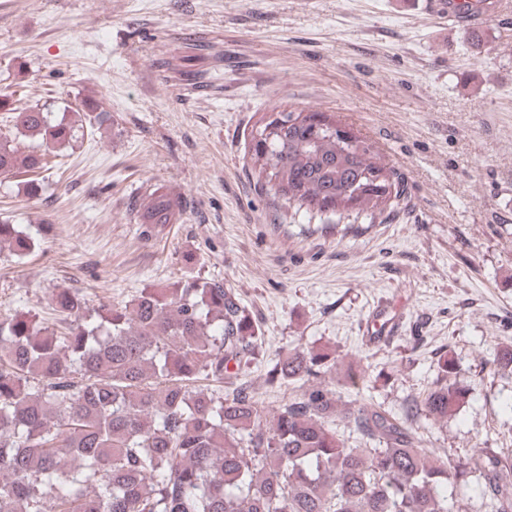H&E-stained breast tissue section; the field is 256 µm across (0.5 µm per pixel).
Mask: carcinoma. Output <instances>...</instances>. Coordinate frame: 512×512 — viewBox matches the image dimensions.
<instances>
[{
    "label": "carcinoma",
    "mask_w": 512,
    "mask_h": 512,
    "mask_svg": "<svg viewBox=\"0 0 512 512\" xmlns=\"http://www.w3.org/2000/svg\"><path fill=\"white\" fill-rule=\"evenodd\" d=\"M0 111L24 137L65 147L78 128L0 92ZM263 117L269 150L251 145L257 182L289 211L323 224L371 223L406 208L403 179L360 137L348 143L322 112ZM47 158L0 136V176L40 187ZM141 224H169L179 198L156 188ZM22 258L37 240L0 220V245ZM59 334L28 313L0 320V512H451L439 487L484 474L481 494L512 502V457L482 448L454 467L422 446L424 414L454 415L469 389L438 383L398 413L365 401L338 406L337 387L367 371L338 369L336 351L294 345L265 371L277 408L243 379L262 356L261 326L237 291L196 277L146 288L93 319L84 297L55 292ZM355 435L349 440L334 424Z\"/></svg>",
    "instance_id": "1"
}]
</instances>
